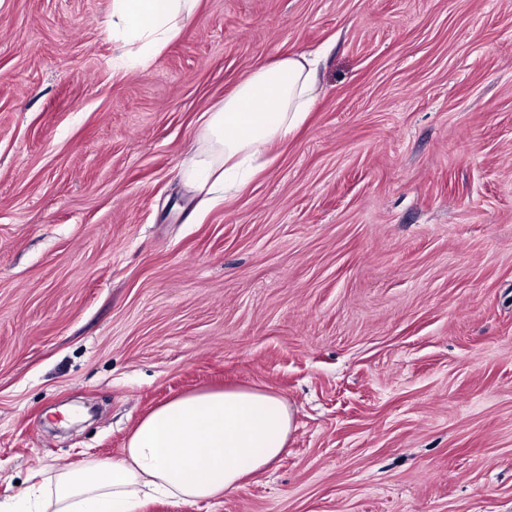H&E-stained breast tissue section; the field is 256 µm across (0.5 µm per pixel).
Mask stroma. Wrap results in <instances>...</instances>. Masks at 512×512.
Here are the masks:
<instances>
[{
    "instance_id": "1",
    "label": "stroma",
    "mask_w": 512,
    "mask_h": 512,
    "mask_svg": "<svg viewBox=\"0 0 512 512\" xmlns=\"http://www.w3.org/2000/svg\"><path fill=\"white\" fill-rule=\"evenodd\" d=\"M110 22L0 0V500L237 386L281 459L138 512H512V0H199L144 66ZM300 56L312 112L210 201L203 114Z\"/></svg>"
}]
</instances>
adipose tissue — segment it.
I'll return each instance as SVG.
<instances>
[{"instance_id":"ef3b65f1","label":"adipose tissue","mask_w":512,"mask_h":512,"mask_svg":"<svg viewBox=\"0 0 512 512\" xmlns=\"http://www.w3.org/2000/svg\"><path fill=\"white\" fill-rule=\"evenodd\" d=\"M198 0H111L112 38L123 55L147 63L183 31ZM319 96L306 58L249 73L204 121L208 151L197 165L223 193L261 166L268 146L288 138ZM294 429L283 400L249 388L177 396L142 417L123 455L66 470L42 468L0 512H137L163 497L192 505L242 488L247 476L279 459Z\"/></svg>"}]
</instances>
